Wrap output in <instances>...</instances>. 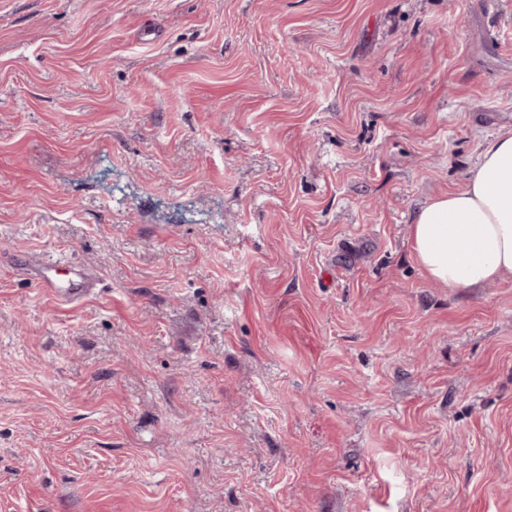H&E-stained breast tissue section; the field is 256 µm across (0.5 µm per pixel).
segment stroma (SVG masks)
<instances>
[{"label":"stroma","mask_w":512,"mask_h":512,"mask_svg":"<svg viewBox=\"0 0 512 512\" xmlns=\"http://www.w3.org/2000/svg\"><path fill=\"white\" fill-rule=\"evenodd\" d=\"M508 128L512 0H0V512H512V280L411 255ZM36 279L40 288L62 304L79 301L96 285L95 278L83 272L78 273L77 279L69 284L62 285L56 277L54 264L50 262L42 265Z\"/></svg>","instance_id":"35a3bbf8"}]
</instances>
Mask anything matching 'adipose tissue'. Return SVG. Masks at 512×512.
I'll return each instance as SVG.
<instances>
[{
    "instance_id": "ef3b65f1",
    "label": "adipose tissue",
    "mask_w": 512,
    "mask_h": 512,
    "mask_svg": "<svg viewBox=\"0 0 512 512\" xmlns=\"http://www.w3.org/2000/svg\"><path fill=\"white\" fill-rule=\"evenodd\" d=\"M411 241L416 264L442 286L480 288L512 277V130L486 143L464 189L417 211Z\"/></svg>"
}]
</instances>
